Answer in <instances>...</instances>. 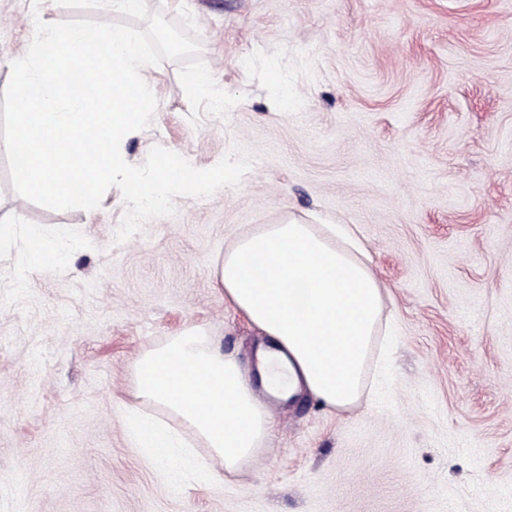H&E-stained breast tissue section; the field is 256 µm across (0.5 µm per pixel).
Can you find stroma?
Instances as JSON below:
<instances>
[{
  "label": "stroma",
  "mask_w": 512,
  "mask_h": 512,
  "mask_svg": "<svg viewBox=\"0 0 512 512\" xmlns=\"http://www.w3.org/2000/svg\"><path fill=\"white\" fill-rule=\"evenodd\" d=\"M147 5L189 8L240 101L192 125L163 61L125 158L158 145L205 169L238 146L254 164L118 244V188L91 216L50 210L13 190L0 150V512H512V0ZM32 15L0 0V57L27 52ZM293 219L351 225L391 291L369 388L342 412L269 402L252 461L177 476L130 427L133 362L199 324L252 364L261 336L210 263ZM32 226L60 263L28 264Z\"/></svg>",
  "instance_id": "1"
}]
</instances>
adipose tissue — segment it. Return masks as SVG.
Returning a JSON list of instances; mask_svg holds the SVG:
<instances>
[{"mask_svg":"<svg viewBox=\"0 0 512 512\" xmlns=\"http://www.w3.org/2000/svg\"><path fill=\"white\" fill-rule=\"evenodd\" d=\"M211 276L225 303L268 340L255 368L225 353L205 327L191 326L137 357L130 395L168 415L136 420L135 433L156 461L181 458L220 480L254 458L270 429L256 389L339 411L359 405L391 294L344 224L259 225L213 262ZM186 430L208 449V460L196 456Z\"/></svg>","mask_w":512,"mask_h":512,"instance_id":"obj_1","label":"adipose tissue"}]
</instances>
